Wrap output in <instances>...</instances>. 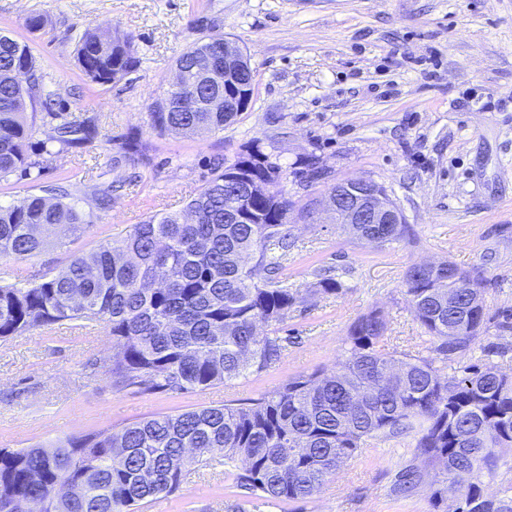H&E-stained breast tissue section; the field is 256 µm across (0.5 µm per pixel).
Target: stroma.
<instances>
[{
    "label": "stroma",
    "instance_id": "stroma-1",
    "mask_svg": "<svg viewBox=\"0 0 512 512\" xmlns=\"http://www.w3.org/2000/svg\"><path fill=\"white\" fill-rule=\"evenodd\" d=\"M48 25L29 31L34 14ZM90 26L132 35L136 68L120 81L91 82L77 66L79 35ZM0 33L29 45L49 104L35 103L30 144L53 155L42 170L0 182V201L18 202L54 184L80 193L117 185L94 223L66 248L47 245L20 262L0 257V284L17 269L56 274L100 243L126 236L149 211H179L216 160L257 145L282 168L293 244L289 288L307 293L277 325L281 359L247 376L187 394L142 396L112 390L103 363L112 338L103 322L64 321L0 340V449L59 440L201 406L243 403L317 370H330L349 330L379 309L389 317V350L429 356L407 303V269L443 259L476 271L489 320L472 348L436 360L441 375L491 362L512 375V0H0ZM224 36L254 71L249 107L216 133L159 135L150 106L174 77L177 55ZM90 121L98 134L60 150L61 118ZM148 163L119 154L129 136ZM366 178L387 189L410 227L406 238L371 244L332 224L323 199L337 181ZM343 288L316 293L325 273ZM495 353H487V346ZM410 436L371 441L306 499L271 504L237 490L223 452L184 470L180 489L140 512H445L426 491L396 496L395 476L413 461Z\"/></svg>",
    "mask_w": 512,
    "mask_h": 512
}]
</instances>
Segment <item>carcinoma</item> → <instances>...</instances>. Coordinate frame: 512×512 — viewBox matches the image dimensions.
I'll use <instances>...</instances> for the list:
<instances>
[{
  "label": "carcinoma",
  "instance_id": "cac0c4a2",
  "mask_svg": "<svg viewBox=\"0 0 512 512\" xmlns=\"http://www.w3.org/2000/svg\"><path fill=\"white\" fill-rule=\"evenodd\" d=\"M77 62L95 83L129 73L133 38L104 39L88 27ZM208 42L175 60L176 80L152 106L161 135L190 137L224 130V83L209 76ZM42 84L29 47L0 35V180L43 168L28 152L35 104L20 70ZM55 141L74 147L96 135L88 122L65 120ZM251 173L267 191L251 201L254 223L229 219L238 208L227 180ZM279 164L255 146L212 170L181 211L152 212L125 237L71 259L56 275L30 274L0 285V339L62 321L100 320L112 336L105 364L112 388L138 395L188 393L225 384L278 361L285 346L260 327L288 319L305 296L284 285L291 247L288 200L277 189ZM90 227L79 198L47 187L22 202L0 203V256H36L50 242ZM358 239H402L405 224H345ZM436 273L412 265L405 274L409 307L432 351L443 359L469 348L487 321L481 282L450 260ZM387 316L373 310L350 328V348L329 372L288 380L245 404L158 415L116 431L68 439L52 448L0 449V512L15 499H41L44 512H136L174 493L183 470L216 450L236 487L273 502L302 500L323 486L368 441L414 436L420 463L402 468L394 491L424 488L432 504L452 492L466 512H512V487L489 492L502 448L512 447V377L492 363L443 376L434 359L384 348ZM85 488L81 497L69 486Z\"/></svg>",
  "mask_w": 512,
  "mask_h": 512
}]
</instances>
